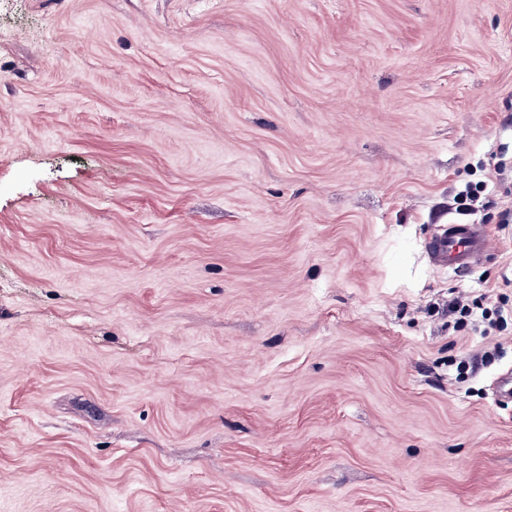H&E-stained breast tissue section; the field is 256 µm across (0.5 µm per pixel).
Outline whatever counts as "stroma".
<instances>
[{
    "label": "stroma",
    "mask_w": 512,
    "mask_h": 512,
    "mask_svg": "<svg viewBox=\"0 0 512 512\" xmlns=\"http://www.w3.org/2000/svg\"><path fill=\"white\" fill-rule=\"evenodd\" d=\"M501 162L512 0H0V512H512ZM491 250V240L479 224L450 223L426 246L428 257L466 270Z\"/></svg>",
    "instance_id": "stroma-1"
}]
</instances>
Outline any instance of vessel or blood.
Wrapping results in <instances>:
<instances>
[{
  "mask_svg": "<svg viewBox=\"0 0 512 512\" xmlns=\"http://www.w3.org/2000/svg\"><path fill=\"white\" fill-rule=\"evenodd\" d=\"M491 249V240L477 224L451 223L435 236L426 251L431 260L457 270L470 268Z\"/></svg>",
  "mask_w": 512,
  "mask_h": 512,
  "instance_id": "vessel-or-blood-1",
  "label": "vessel or blood"
}]
</instances>
